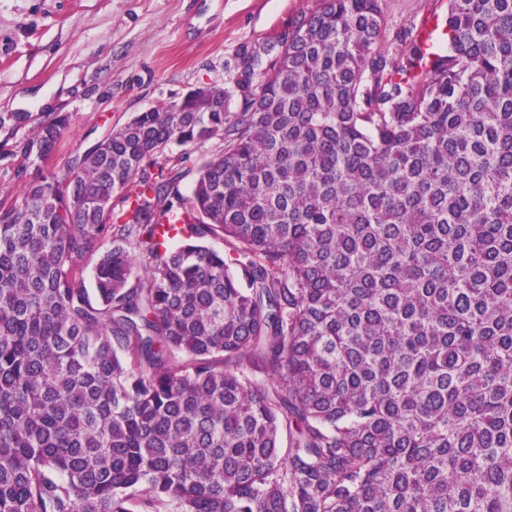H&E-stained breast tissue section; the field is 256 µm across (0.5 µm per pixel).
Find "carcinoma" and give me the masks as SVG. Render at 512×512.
<instances>
[{
	"label": "carcinoma",
	"mask_w": 512,
	"mask_h": 512,
	"mask_svg": "<svg viewBox=\"0 0 512 512\" xmlns=\"http://www.w3.org/2000/svg\"><path fill=\"white\" fill-rule=\"evenodd\" d=\"M384 6L315 0L244 49L240 111L139 112L24 179L0 512H512V0L398 53ZM212 139L186 198L164 152Z\"/></svg>",
	"instance_id": "cac0c4a2"
}]
</instances>
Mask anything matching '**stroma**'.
I'll use <instances>...</instances> for the list:
<instances>
[{
    "instance_id": "obj_1",
    "label": "stroma",
    "mask_w": 512,
    "mask_h": 512,
    "mask_svg": "<svg viewBox=\"0 0 512 512\" xmlns=\"http://www.w3.org/2000/svg\"><path fill=\"white\" fill-rule=\"evenodd\" d=\"M314 0H0V200L20 195V140L56 114L71 123L51 163L62 167L138 112L190 91L232 89L243 47L265 43ZM446 0H385L390 30L446 18Z\"/></svg>"
}]
</instances>
